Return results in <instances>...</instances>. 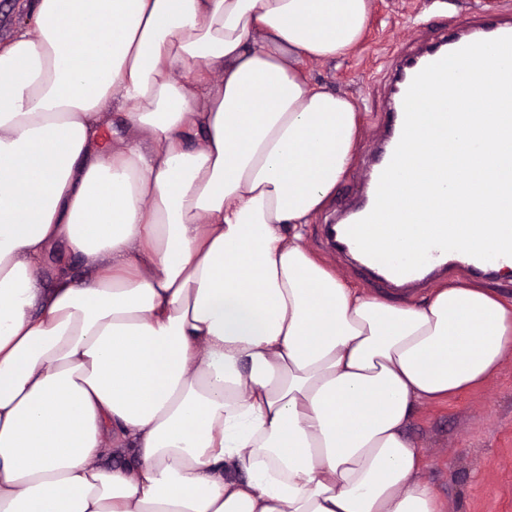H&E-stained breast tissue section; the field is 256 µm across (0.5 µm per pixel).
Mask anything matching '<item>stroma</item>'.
<instances>
[{"instance_id": "35a3bbf8", "label": "stroma", "mask_w": 512, "mask_h": 512, "mask_svg": "<svg viewBox=\"0 0 512 512\" xmlns=\"http://www.w3.org/2000/svg\"><path fill=\"white\" fill-rule=\"evenodd\" d=\"M508 12L512 0H370L362 44L338 60L306 64L309 83L352 97L360 116L348 172L304 227L310 252L350 287L380 293L363 272L322 247L320 226L358 195L364 154L386 119L387 84L398 53L437 40L452 26ZM407 434L421 449L423 477L444 512H512V355L481 386L418 408Z\"/></svg>"}]
</instances>
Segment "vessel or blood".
<instances>
[{
  "label": "vessel or blood",
  "mask_w": 512,
  "mask_h": 512,
  "mask_svg": "<svg viewBox=\"0 0 512 512\" xmlns=\"http://www.w3.org/2000/svg\"><path fill=\"white\" fill-rule=\"evenodd\" d=\"M507 35H512V18L486 21L477 26L468 24L460 27L459 31L444 36L424 50L410 52L402 56L399 64L398 78L391 94V129L384 140V146L375 166L371 167L366 175V184L369 191H376L379 177L389 164L401 137L404 121L403 100L415 75L428 64L465 45L479 40ZM360 257L361 269L368 272L372 279L383 288L397 287L409 290L412 287L426 283L437 274H445L449 271L448 253L437 250L432 252L429 262L424 267L402 275L392 272L369 257Z\"/></svg>",
  "instance_id": "1"
}]
</instances>
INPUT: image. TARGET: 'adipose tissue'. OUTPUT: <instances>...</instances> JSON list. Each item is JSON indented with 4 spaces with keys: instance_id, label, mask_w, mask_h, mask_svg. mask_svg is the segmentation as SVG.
<instances>
[{
    "instance_id": "ef3b65f1",
    "label": "adipose tissue",
    "mask_w": 512,
    "mask_h": 512,
    "mask_svg": "<svg viewBox=\"0 0 512 512\" xmlns=\"http://www.w3.org/2000/svg\"><path fill=\"white\" fill-rule=\"evenodd\" d=\"M26 7L0 43V512H442L405 428L497 372L512 300L391 304L303 241L359 122L302 66L356 48L369 0ZM60 243L85 275L42 288Z\"/></svg>"
}]
</instances>
